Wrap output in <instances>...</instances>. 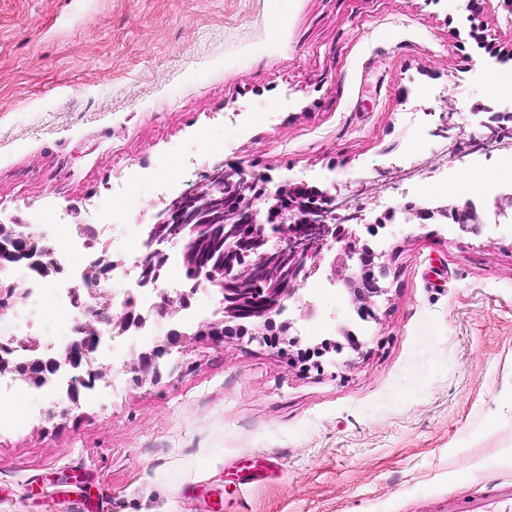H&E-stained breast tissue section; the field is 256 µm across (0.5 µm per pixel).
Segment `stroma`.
<instances>
[{
    "mask_svg": "<svg viewBox=\"0 0 512 512\" xmlns=\"http://www.w3.org/2000/svg\"><path fill=\"white\" fill-rule=\"evenodd\" d=\"M506 0H0V217L126 226L212 166L350 198L391 290L359 350L303 369L289 350L203 339L157 383L126 371L159 340L120 343L108 393L0 403V512H448L512 479V219L420 224L434 195L493 208L512 181ZM478 178L493 180L478 190ZM398 210L378 234L368 222ZM0 338L47 324L15 283ZM316 300L324 321L299 319ZM286 306L303 346L345 341L342 284L309 278ZM274 472H266L267 462Z\"/></svg>",
    "mask_w": 512,
    "mask_h": 512,
    "instance_id": "35a3bbf8",
    "label": "stroma"
}]
</instances>
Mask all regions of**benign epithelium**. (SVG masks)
<instances>
[{
	"mask_svg": "<svg viewBox=\"0 0 512 512\" xmlns=\"http://www.w3.org/2000/svg\"><path fill=\"white\" fill-rule=\"evenodd\" d=\"M412 220L452 219L479 231L481 218L471 203L437 208L405 205ZM364 214L345 198L328 191L310 196L303 185L270 186L239 167L227 171L213 168L194 192L175 197L168 208L156 214L158 224H185L189 234L207 231L213 239L214 253L223 254L222 305L224 316L204 322L192 333L174 330L152 348L139 353L128 368L136 385L155 383L161 378L155 364L176 347L189 344L200 336L222 340L226 336L250 332L265 336L275 328V317L285 310L284 301L294 296L310 276L318 272V259L325 250L339 247L330 266V276L342 282L352 305L359 313L377 319L375 307L379 298L388 294V266L385 254L360 243L348 222H361ZM145 247L156 259H137L134 267L140 287H157L162 276L165 249L184 244L177 236H155L145 233ZM108 243H102L99 254L89 261L79 276L70 297L81 314L73 327L74 338L65 354L55 353L30 338L19 343L0 341V351L14 354L21 348L27 352L30 378L34 382L49 381L63 372L77 373L67 382L66 394L71 406L79 405L82 391L90 390L104 380L112 367L97 357L102 337L128 336L139 329L143 310L127 300L119 308L100 289L112 278V261ZM210 256L198 257L186 266L182 288L169 294L160 292L157 309L174 314L185 308L190 297L208 281ZM25 267L50 277L63 268L55 250L45 245L42 237L27 224L0 225V268Z\"/></svg>",
	"mask_w": 512,
	"mask_h": 512,
	"instance_id": "benign-epithelium-1",
	"label": "benign epithelium"
}]
</instances>
